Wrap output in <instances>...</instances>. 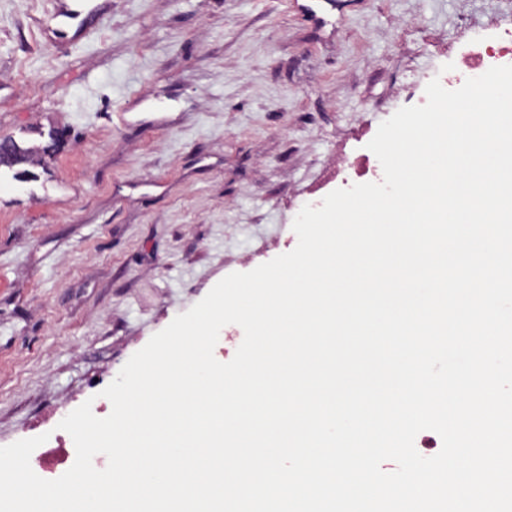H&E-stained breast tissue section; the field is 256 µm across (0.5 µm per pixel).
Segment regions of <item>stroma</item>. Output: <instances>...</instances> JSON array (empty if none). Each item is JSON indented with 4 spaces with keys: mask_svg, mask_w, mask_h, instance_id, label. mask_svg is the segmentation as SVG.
<instances>
[{
    "mask_svg": "<svg viewBox=\"0 0 512 512\" xmlns=\"http://www.w3.org/2000/svg\"><path fill=\"white\" fill-rule=\"evenodd\" d=\"M0 0V446L97 391L226 275L284 252L339 140L512 0Z\"/></svg>",
    "mask_w": 512,
    "mask_h": 512,
    "instance_id": "1",
    "label": "stroma"
}]
</instances>
